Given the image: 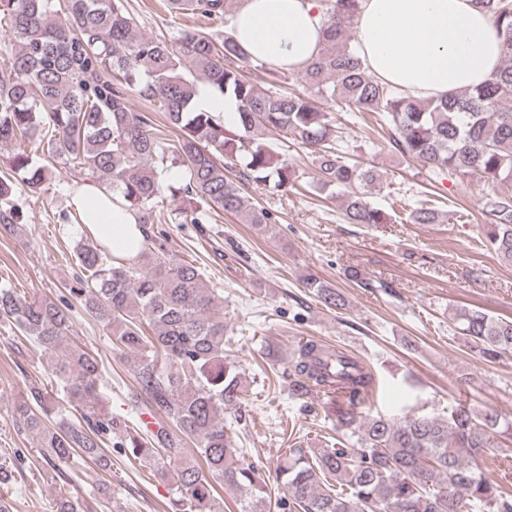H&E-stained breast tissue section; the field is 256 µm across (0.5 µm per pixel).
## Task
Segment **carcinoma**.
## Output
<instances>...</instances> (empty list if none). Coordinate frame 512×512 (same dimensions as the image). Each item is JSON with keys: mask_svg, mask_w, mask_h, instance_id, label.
<instances>
[{"mask_svg": "<svg viewBox=\"0 0 512 512\" xmlns=\"http://www.w3.org/2000/svg\"><path fill=\"white\" fill-rule=\"evenodd\" d=\"M501 31L503 66L484 85L418 100L380 82L358 56L353 28L360 0H320L324 42L299 73L308 92L289 93L285 71L245 53L229 33L182 29L169 38L138 34L125 0H0V28L18 45L0 78V144L33 140L6 160L25 175L32 193L50 184L57 165L120 195L135 212L145 237L133 258L115 256L82 229L75 247L81 271L77 295L85 311L134 357L135 381L150 400L156 431L125 426L121 451L172 481L169 512H224L218 488L237 495L240 512H271L288 504L297 512H512V491L487 476L478 459L512 423L496 411L456 405L445 418L362 414L377 385L359 359L306 341L288 372L297 400L332 390L338 434L331 448H291L271 487L242 460L224 411L245 392L236 361L226 353L224 306L192 263L177 261L150 225L161 221L159 203L181 196L190 223L208 224L217 210L261 231L273 214L250 201L245 187L288 193L303 188L288 160V143L311 156L312 190L343 198L350 224H385L387 213L369 200L376 171L351 161L337 147L336 121L317 100L338 101L368 113L387 131L391 150L431 170L460 179L512 185V0H474ZM173 10L207 19L229 12L228 0H169ZM252 69L260 85L246 78ZM236 102L238 121L226 125L195 104L198 82ZM137 98L160 112L171 141L153 119L131 107ZM182 169L171 182V168ZM10 186L0 181V224L15 225ZM483 245L512 263V194L488 199ZM416 224H435L438 211L421 204ZM302 287L327 309L344 295L313 274ZM453 324L487 360L512 354V318L479 308H456ZM0 323L19 331L46 357L50 374L66 383L81 412L76 425L47 404L39 390L15 407L21 428L54 467L75 453L102 465L105 439L121 421L102 411L98 359L66 348L69 307L27 298L0 287ZM195 453L187 459L185 444ZM281 496L272 498V490Z\"/></svg>", "mask_w": 512, "mask_h": 512, "instance_id": "carcinoma-1", "label": "carcinoma"}]
</instances>
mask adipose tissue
Instances as JSON below:
<instances>
[{"label": "adipose tissue", "mask_w": 512, "mask_h": 512, "mask_svg": "<svg viewBox=\"0 0 512 512\" xmlns=\"http://www.w3.org/2000/svg\"><path fill=\"white\" fill-rule=\"evenodd\" d=\"M323 27L319 0H239L228 31L251 57L297 70L318 56ZM355 30L370 72L417 99L481 84L502 63V37L474 0H361ZM73 205L93 235L111 237L115 255H136L144 233L111 191L82 183Z\"/></svg>", "instance_id": "1"}]
</instances>
